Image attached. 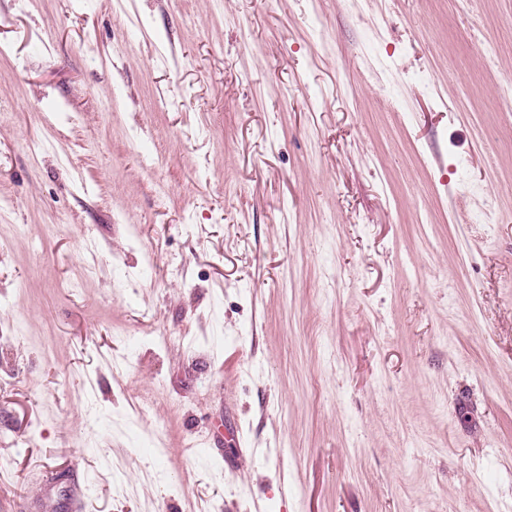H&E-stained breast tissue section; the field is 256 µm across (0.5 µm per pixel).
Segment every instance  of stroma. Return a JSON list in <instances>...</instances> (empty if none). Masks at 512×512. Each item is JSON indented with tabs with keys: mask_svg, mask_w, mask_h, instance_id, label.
Here are the masks:
<instances>
[{
	"mask_svg": "<svg viewBox=\"0 0 512 512\" xmlns=\"http://www.w3.org/2000/svg\"><path fill=\"white\" fill-rule=\"evenodd\" d=\"M1 194L0 512H512V0H0Z\"/></svg>",
	"mask_w": 512,
	"mask_h": 512,
	"instance_id": "1",
	"label": "stroma"
}]
</instances>
